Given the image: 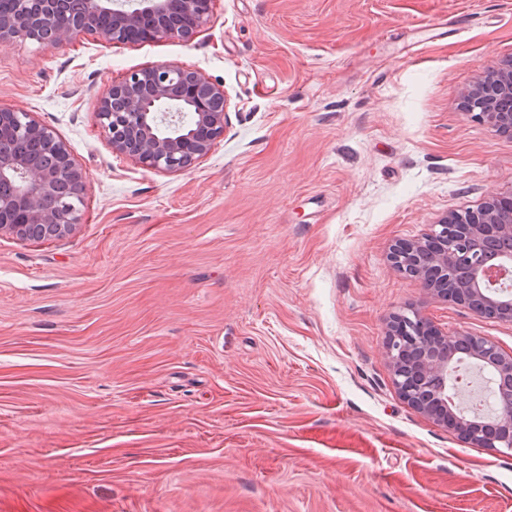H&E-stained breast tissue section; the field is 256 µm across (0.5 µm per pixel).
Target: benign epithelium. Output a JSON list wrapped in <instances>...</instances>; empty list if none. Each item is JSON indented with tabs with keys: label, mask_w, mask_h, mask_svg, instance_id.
I'll use <instances>...</instances> for the list:
<instances>
[{
	"label": "benign epithelium",
	"mask_w": 512,
	"mask_h": 512,
	"mask_svg": "<svg viewBox=\"0 0 512 512\" xmlns=\"http://www.w3.org/2000/svg\"><path fill=\"white\" fill-rule=\"evenodd\" d=\"M64 0H41L35 12L0 15V44L35 40L62 45L85 33H103L110 40L134 43L146 38L189 41L210 22L214 0H83V10L61 13ZM107 13L111 26L102 30L97 17ZM512 65L468 88L463 111L486 119L500 132L512 134ZM227 98L223 85L202 72L158 64L126 75L112 84L97 104L101 132L112 152L156 171H183L206 157L224 137ZM69 186L85 187V173L70 147L28 112L0 108V236L17 240L58 238L81 222L79 206L53 209L47 199ZM496 195L484 208L465 218L443 217L424 238L404 241L392 251L397 270L416 277L440 299H452L482 314L494 310L512 321V297L494 294L482 285L483 249L490 242L512 246V209ZM467 342V351L503 378H512V354L494 342L474 336H450L429 319L413 313L394 317L386 331V355L394 369L400 396L439 425L456 431L466 443L512 450V415L498 423L462 418L448 406L450 346Z\"/></svg>",
	"instance_id": "7a95c632"
}]
</instances>
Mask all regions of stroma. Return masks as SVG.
<instances>
[{"label":"stroma","mask_w":512,"mask_h":512,"mask_svg":"<svg viewBox=\"0 0 512 512\" xmlns=\"http://www.w3.org/2000/svg\"><path fill=\"white\" fill-rule=\"evenodd\" d=\"M512 62V0H215L190 42L0 45V107L86 174L82 221L0 237V512H512V451L404 401L415 311L512 353L392 246L512 191V137L461 110ZM200 70L227 125L181 172L113 153L97 103Z\"/></svg>","instance_id":"1"}]
</instances>
